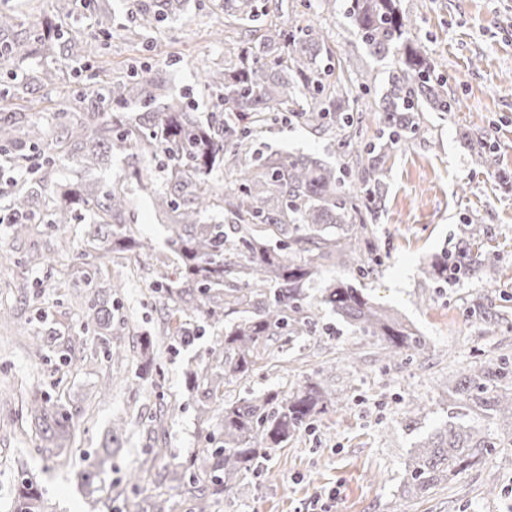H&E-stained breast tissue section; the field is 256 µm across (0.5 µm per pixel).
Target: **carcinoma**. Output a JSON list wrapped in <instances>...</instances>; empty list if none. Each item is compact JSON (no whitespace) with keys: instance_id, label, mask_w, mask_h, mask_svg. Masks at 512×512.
Instances as JSON below:
<instances>
[{"instance_id":"1","label":"carcinoma","mask_w":512,"mask_h":512,"mask_svg":"<svg viewBox=\"0 0 512 512\" xmlns=\"http://www.w3.org/2000/svg\"><path fill=\"white\" fill-rule=\"evenodd\" d=\"M345 2V18L369 55L380 62L392 60L386 92L372 104L363 98L376 84L375 71L351 69L321 26H281L277 18L289 9L288 0H224L217 8L238 31L235 37L215 31L224 37V66L207 68L202 78L204 91L215 98L211 120H198L192 106L175 97L159 74L136 72L107 85L93 82L89 55L94 47L88 45L76 60L77 70L89 80L85 95L114 106L140 103L144 112H114L107 123L87 112L58 126L51 137L20 112L0 121V152L27 169L23 181L0 187V209L18 217L10 224L16 238L36 224L58 229L87 215V235L98 258L147 254L148 243L136 238L125 222L130 199L123 183H62L50 175L67 154L80 158L88 173L104 158L129 151L149 161L129 166L124 179L135 180L166 215L167 244L178 258L174 275L152 284L165 306L161 336L188 348L206 327L224 328L209 349L211 361L189 371L200 392V416L206 422L217 418L209 432L212 447L201 460L207 482L196 483L188 465L171 471L170 481L194 498L195 512H209L210 501L248 479L260 460L344 406V399L315 375L300 378L285 393L268 390L212 408L225 383L265 369L283 344L315 330L320 310H331L363 337L380 343L389 359L427 350L417 331L347 275L311 296L324 262L349 272L365 258L377 260L371 224L383 202L389 158L423 128L425 113L458 108L443 82L433 78L434 63L424 46L410 36L411 18L403 0ZM179 7L180 0H137V26L154 30ZM64 40L73 37L57 26L6 43L1 64L33 55L43 59L40 75L21 77L14 95H28L34 84L53 80L57 47ZM356 85L362 94H353ZM366 112L378 113L372 141L363 133ZM279 122L331 133L336 154L347 162L331 165L304 154L262 150V134ZM462 139L475 163L487 164L486 135L466 130ZM220 165L232 176V186L224 192L209 184V175ZM156 168L165 176L161 190L150 175ZM214 210L224 212V222H204L203 215ZM491 240L486 225L475 220L465 224L458 246L433 257L423 268L424 278L440 288L460 277L497 287L500 256ZM119 288L114 282L112 292L93 294L78 331L66 337L50 326L48 310L36 308L38 325L32 336L37 355H56L63 372L53 383L54 393L29 391L21 408L42 442L39 454L61 466L69 464L64 442L71 440L74 425L61 384L78 371L72 353L83 345L85 333L112 329V293ZM470 311L487 333L502 321L482 295L471 301ZM442 394L453 412L414 449L409 495L421 496L449 476L482 464L497 449L512 446L511 438H499L497 427L501 422L512 431L511 358L503 356L462 374L454 385H442ZM111 458L109 438L78 472L88 495L101 491V475ZM13 512H51L29 477L18 481Z\"/></svg>"}]
</instances>
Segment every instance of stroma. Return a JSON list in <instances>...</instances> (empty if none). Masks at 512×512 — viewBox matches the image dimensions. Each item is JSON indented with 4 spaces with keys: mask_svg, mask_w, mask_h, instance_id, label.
I'll return each instance as SVG.
<instances>
[{
    "mask_svg": "<svg viewBox=\"0 0 512 512\" xmlns=\"http://www.w3.org/2000/svg\"><path fill=\"white\" fill-rule=\"evenodd\" d=\"M131 0H77L66 23L79 40L95 42L98 82L126 74L130 65H148L169 81L175 96L196 105L206 120L209 98L199 88L207 65L224 60V45L214 32L224 15L213 0H185L182 9L163 22L160 31L137 34ZM413 19L412 35L426 47L449 97L459 103L453 112H430L422 132L396 151L388 162L384 204L374 231L379 263L354 271L357 287L395 309L428 340L426 360L398 359L384 364L378 342L339 324L330 310L322 322L335 334L315 332L292 349L277 354L272 368L226 385L224 398L234 401L269 389L289 390L301 375L319 372L337 393L346 396L340 411L316 421L312 428L269 457L260 474L237 485L219 499L212 512H512V447L501 449L488 464L461 471L429 494L411 497L402 482L411 452L447 417L438 387L454 379L457 369L501 355L512 356V0H405ZM108 10L112 35L86 24L89 13ZM295 17L327 29L330 44L353 68L390 69L389 61L369 57L343 13L329 15L316 6H298ZM83 79L59 69L38 95L39 108L13 100L16 112H28L46 130H54L62 101L77 99ZM487 133L488 166H476L460 141L466 129ZM265 149L310 154L330 163L338 158L330 142L300 125H274L263 135ZM131 201L129 222L136 235L150 242L152 253L140 259L115 256L98 263L85 228L37 226L26 240H13L0 226V253L14 260L0 263V310L9 322L0 325V512L14 506L17 478L28 474L42 489L54 512H88L77 473L85 455L102 448L113 419L126 423L112 443L111 479L123 486L127 471L140 464L148 450L145 428L150 415L164 411L168 456L155 462L141 496L157 491L166 470L201 454L206 446L195 391L186 382L188 364L203 362L217 336L207 329L194 346L161 347L160 384L140 379L137 351L141 333L154 329L161 303L149 282L156 271L172 270L176 255L166 245L167 230L136 185L126 184ZM481 218L501 243L500 280L493 291L481 282L463 279L445 288L428 287L421 269L433 256L453 250L461 224ZM50 255L42 267L18 260L29 251ZM123 286L116 295L120 328L113 330V348L123 354L103 356L101 336L92 334L81 353V369L68 377L66 399L74 417L71 464L59 468L37 453L38 442L21 418L20 391L50 389L57 378L55 362L35 357L29 331L35 310L16 301L9 285L16 281L45 282L43 300L60 335L71 334L80 309L92 295L86 282L109 289L113 278ZM488 294L504 321L496 335L485 336L468 315L472 299ZM421 399L428 414L407 419V405Z\"/></svg>",
    "mask_w": 512,
    "mask_h": 512,
    "instance_id": "1",
    "label": "stroma"
}]
</instances>
